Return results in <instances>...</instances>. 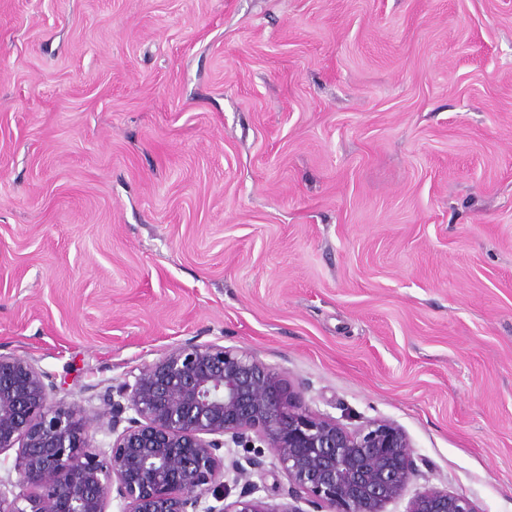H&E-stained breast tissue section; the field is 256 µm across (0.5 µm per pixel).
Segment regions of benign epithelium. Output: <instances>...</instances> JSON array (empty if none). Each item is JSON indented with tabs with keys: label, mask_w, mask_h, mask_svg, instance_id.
<instances>
[{
	"label": "benign epithelium",
	"mask_w": 512,
	"mask_h": 512,
	"mask_svg": "<svg viewBox=\"0 0 512 512\" xmlns=\"http://www.w3.org/2000/svg\"><path fill=\"white\" fill-rule=\"evenodd\" d=\"M101 398L109 450L91 445L101 417L63 402L33 362L0 353V454L16 449L19 492L0 491V512H386L417 473L414 446L395 422L350 430L314 412L251 351L188 341L131 373ZM253 454L238 458L233 449ZM288 480L287 502L215 493L226 469L263 466L262 449ZM230 466H225L226 457ZM213 495L217 504L207 503ZM406 512H477L465 496L432 488Z\"/></svg>",
	"instance_id": "7a95c632"
}]
</instances>
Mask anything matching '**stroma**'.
<instances>
[{
	"label": "stroma",
	"instance_id": "35a3bbf8",
	"mask_svg": "<svg viewBox=\"0 0 512 512\" xmlns=\"http://www.w3.org/2000/svg\"><path fill=\"white\" fill-rule=\"evenodd\" d=\"M189 340L512 512V0H0V352Z\"/></svg>",
	"mask_w": 512,
	"mask_h": 512
}]
</instances>
